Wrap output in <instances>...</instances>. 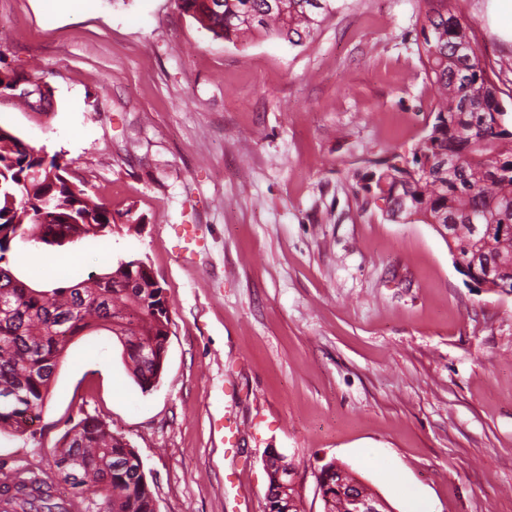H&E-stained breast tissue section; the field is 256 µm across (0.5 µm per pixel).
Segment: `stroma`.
<instances>
[{
	"mask_svg": "<svg viewBox=\"0 0 512 512\" xmlns=\"http://www.w3.org/2000/svg\"><path fill=\"white\" fill-rule=\"evenodd\" d=\"M489 4L464 17L508 96ZM417 10L345 0L303 45L243 47L175 0L52 17L0 0V69L53 93L41 115L0 101V127L129 218L59 246L16 239L0 261L54 288L140 260L171 318L147 392L115 337L74 338L31 432L0 434L1 467L51 470L95 416L138 454L157 512H266L270 448L297 467L304 512H322L332 460L392 512H512V295L477 287L432 225L387 216L362 180L430 120ZM34 249L76 261L53 277Z\"/></svg>",
	"mask_w": 512,
	"mask_h": 512,
	"instance_id": "1",
	"label": "stroma"
}]
</instances>
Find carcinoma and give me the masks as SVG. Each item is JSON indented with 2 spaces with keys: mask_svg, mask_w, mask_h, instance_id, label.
<instances>
[{
  "mask_svg": "<svg viewBox=\"0 0 512 512\" xmlns=\"http://www.w3.org/2000/svg\"><path fill=\"white\" fill-rule=\"evenodd\" d=\"M338 0H175L213 37L246 44L256 34L298 46L332 17ZM417 16L427 78L436 89L434 120L406 152L374 162L364 189L389 216L446 224L461 253L477 259L473 281L512 282V113L473 46L460 0H420ZM112 210L92 200L67 166L0 127V260L20 238L58 244L104 236ZM171 325L163 288L141 261L120 263L91 284L34 288L0 264V433L23 434L40 417L50 382L71 341L85 331L117 337L136 384L147 392L162 375ZM58 479L104 493V512H156L134 449L110 426L87 416L64 435ZM0 481V503L13 512H70L54 481L27 464Z\"/></svg>",
  "mask_w": 512,
  "mask_h": 512,
  "instance_id": "1",
  "label": "carcinoma"
}]
</instances>
